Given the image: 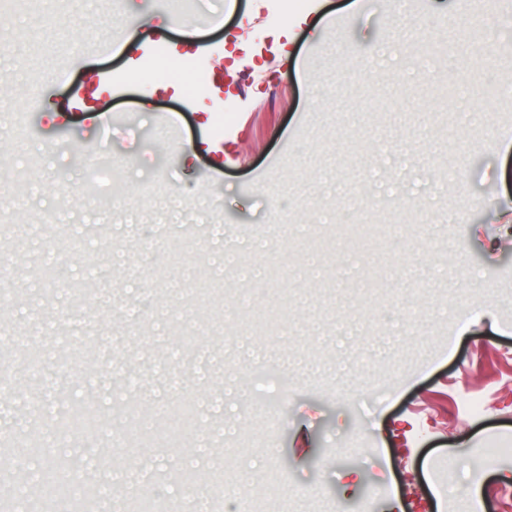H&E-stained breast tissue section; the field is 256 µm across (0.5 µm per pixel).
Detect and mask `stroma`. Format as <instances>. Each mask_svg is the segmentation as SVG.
Masks as SVG:
<instances>
[{
  "label": "stroma",
  "instance_id": "1",
  "mask_svg": "<svg viewBox=\"0 0 512 512\" xmlns=\"http://www.w3.org/2000/svg\"><path fill=\"white\" fill-rule=\"evenodd\" d=\"M227 2L0 0V436H51L61 398L108 413L132 390L223 418L222 479L248 500L272 483L289 512H512V456L480 461L512 438V95L483 92L512 86V29L474 0ZM137 21L140 41L102 51ZM186 23L200 50L240 42L174 94L173 59L143 68L140 42L181 47ZM103 70L123 84L69 110ZM115 171L111 216L85 194ZM352 200L375 207L336 226ZM217 288L230 336L195 320ZM139 434L98 471L133 478L109 512L142 491L195 512L160 479L191 464L208 487L194 441ZM96 448L8 454L0 486Z\"/></svg>",
  "mask_w": 512,
  "mask_h": 512
}]
</instances>
